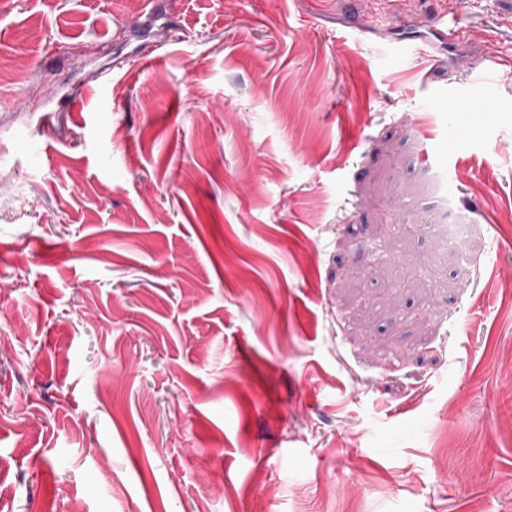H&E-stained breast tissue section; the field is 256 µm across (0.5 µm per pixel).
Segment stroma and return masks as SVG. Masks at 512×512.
<instances>
[{
  "instance_id": "35a3bbf8",
  "label": "stroma",
  "mask_w": 512,
  "mask_h": 512,
  "mask_svg": "<svg viewBox=\"0 0 512 512\" xmlns=\"http://www.w3.org/2000/svg\"><path fill=\"white\" fill-rule=\"evenodd\" d=\"M0 71V512H512L511 6L0 0ZM444 225L445 226L439 233L442 238L443 249L456 255L459 258V261H467L468 259L464 257L466 255V251L463 249V245H461L460 240L468 232V229L471 228V224H467L462 214L457 212L455 222Z\"/></svg>"
}]
</instances>
